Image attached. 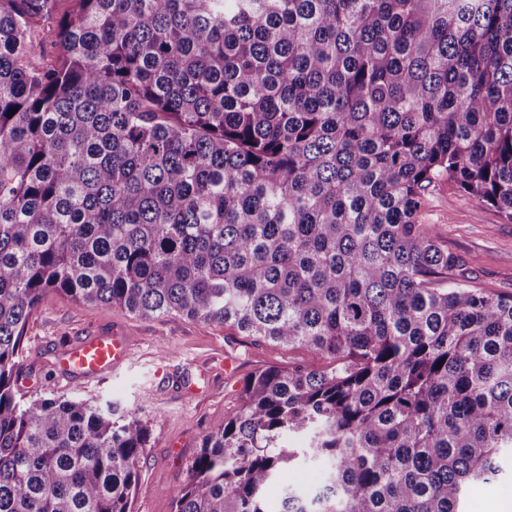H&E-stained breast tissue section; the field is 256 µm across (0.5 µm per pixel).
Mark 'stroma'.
I'll use <instances>...</instances> for the list:
<instances>
[{"label":"stroma","instance_id":"35a3bbf8","mask_svg":"<svg viewBox=\"0 0 512 512\" xmlns=\"http://www.w3.org/2000/svg\"><path fill=\"white\" fill-rule=\"evenodd\" d=\"M423 223L434 225L467 275L492 293L512 294V223L445 182L428 195ZM121 329L134 340L133 355L99 381L61 377L56 361L70 344ZM306 348L275 347L215 324L179 318L142 319L109 306H91L48 295L23 339L20 373L29 378L27 399L69 396L111 398L138 412L152 433L139 466L130 512H172L167 488L187 477L203 437L222 427L255 371L322 365ZM205 369L199 393L184 399L177 381L188 366Z\"/></svg>","mask_w":512,"mask_h":512}]
</instances>
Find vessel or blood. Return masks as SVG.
I'll use <instances>...</instances> for the list:
<instances>
[{"instance_id":"b4317fda","label":"vessel or blood","mask_w":512,"mask_h":512,"mask_svg":"<svg viewBox=\"0 0 512 512\" xmlns=\"http://www.w3.org/2000/svg\"><path fill=\"white\" fill-rule=\"evenodd\" d=\"M131 351L129 339L122 334L89 336L63 352L60 371L87 381L96 380L121 365Z\"/></svg>"}]
</instances>
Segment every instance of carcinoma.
I'll use <instances>...</instances> for the list:
<instances>
[{
  "instance_id": "obj_1",
  "label": "carcinoma",
  "mask_w": 512,
  "mask_h": 512,
  "mask_svg": "<svg viewBox=\"0 0 512 512\" xmlns=\"http://www.w3.org/2000/svg\"><path fill=\"white\" fill-rule=\"evenodd\" d=\"M0 0V512H130L151 429L24 400L54 293L306 346L173 512H465L512 451V294L455 278L443 182L512 222V0ZM14 111L8 115V111ZM321 476L322 470L317 466L302 464L290 466L283 471L279 484L273 486L270 494L275 496L278 488L285 485L286 482H288V485L300 488H312L318 483Z\"/></svg>"
}]
</instances>
